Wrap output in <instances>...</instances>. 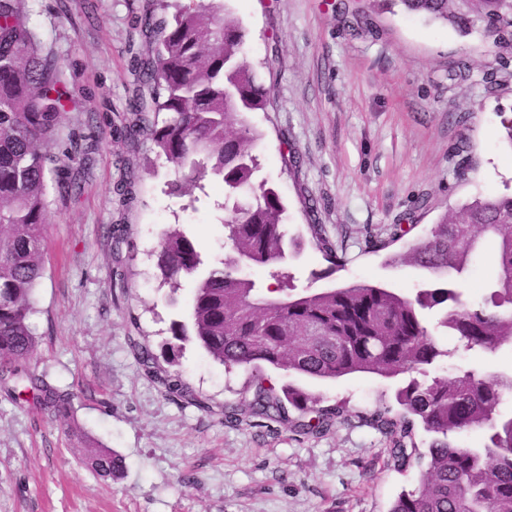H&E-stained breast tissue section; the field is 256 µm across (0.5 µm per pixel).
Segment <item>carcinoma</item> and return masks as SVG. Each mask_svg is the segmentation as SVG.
Segmentation results:
<instances>
[{
	"mask_svg": "<svg viewBox=\"0 0 512 512\" xmlns=\"http://www.w3.org/2000/svg\"><path fill=\"white\" fill-rule=\"evenodd\" d=\"M375 7L399 6L410 15L450 24L463 35L496 37L512 28V0H372ZM172 20L144 13L140 22L155 32L153 58L140 67L151 103L138 94L136 112L164 115L151 125L158 155L172 165L170 191L183 194L218 180L233 200L224 221L232 250L208 267L194 241L178 229L162 233L158 267L173 284L197 278L191 328L180 325L176 339L195 338L227 369L250 367L257 385L245 407H224V421L243 417L284 418L291 407L298 426L321 433L343 406L323 408L318 399L288 386L282 394L263 385L262 366L320 379L355 373L393 377L422 373L446 358L424 322L423 313L445 312L438 325L465 351L512 349V195H489L447 212L430 235L416 242L405 259L446 279L407 296L366 281L292 295L285 271V211L279 193L255 183L252 155L257 134L244 114L265 105L244 58L245 35L224 16L222 0H160ZM68 92L57 58L40 52L27 25L24 0H0V383L31 395L40 409L70 418L66 395L31 374L26 366L36 340L30 327L33 292L44 274V229L50 153ZM317 248L333 267L347 263L323 224L311 225ZM497 245L491 291L482 304L463 298L459 278L485 239ZM269 270L264 285L239 276L241 266ZM139 359L166 391L181 397L188 387L176 374L161 375L155 358L139 347ZM512 392V375L486 378L472 370L429 380L412 378L400 389V410L375 409L369 423L389 442L394 464L408 457L406 439L415 421L432 435L419 455V486L400 494L389 512H512V417L498 406ZM485 432L478 448L452 444L449 434ZM91 467L103 477L123 470V460L94 447Z\"/></svg>",
	"mask_w": 512,
	"mask_h": 512,
	"instance_id": "obj_1",
	"label": "carcinoma"
}]
</instances>
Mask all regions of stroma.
Returning a JSON list of instances; mask_svg holds the SVG:
<instances>
[{
  "mask_svg": "<svg viewBox=\"0 0 512 512\" xmlns=\"http://www.w3.org/2000/svg\"><path fill=\"white\" fill-rule=\"evenodd\" d=\"M150 0H26L42 53L56 57L71 100L51 147L72 194L49 187L44 275L34 291L31 370L68 393L71 418L97 446L123 458L118 478L96 474L66 423L0 387V512H389L418 486V468L394 466L366 422L395 407L407 378L356 373L335 380L266 368L321 406L346 405L321 435L292 423L224 420L248 403L251 370L225 369L195 341V282L177 292L156 267L161 234L175 224L205 265L224 257V191L215 183L171 194L170 163L148 135L118 130L133 119L134 57L155 39L137 18ZM245 33L246 58L265 108L248 113L259 138L257 180L285 206V265L296 292L354 281L402 294L432 276L397 254L430 233L449 208L512 193V45L461 36L443 22L368 0H224ZM132 185L125 197L114 189ZM325 225L349 261L332 269L310 224ZM123 227L124 241L112 232ZM386 242L375 250V242ZM180 375L193 398L166 392L138 357ZM511 374L512 351L455 350L429 370Z\"/></svg>",
  "mask_w": 512,
  "mask_h": 512,
  "instance_id": "obj_1",
  "label": "stroma"
}]
</instances>
